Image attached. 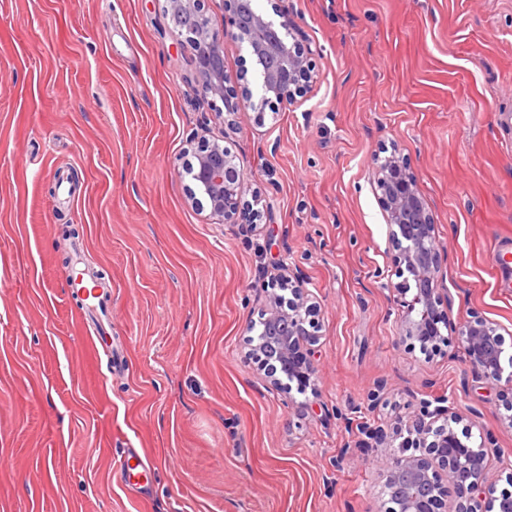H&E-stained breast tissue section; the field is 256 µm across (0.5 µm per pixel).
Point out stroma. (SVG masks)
I'll return each mask as SVG.
<instances>
[{
	"mask_svg": "<svg viewBox=\"0 0 512 512\" xmlns=\"http://www.w3.org/2000/svg\"><path fill=\"white\" fill-rule=\"evenodd\" d=\"M288 16L313 51L306 96L228 131L166 0H0V512H380L385 456L359 427L396 432L441 398L512 486V387L457 343L429 360L398 339L373 186L398 146L453 323L480 312L512 356L493 263L512 245V0H288ZM202 135L223 136L260 221L216 224L189 199ZM75 252L110 291L94 320L68 288ZM294 274L320 305L302 394L249 354L264 282ZM127 448L148 484L118 483Z\"/></svg>",
	"mask_w": 512,
	"mask_h": 512,
	"instance_id": "stroma-1",
	"label": "stroma"
}]
</instances>
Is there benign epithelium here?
<instances>
[{"label": "benign epithelium", "mask_w": 512, "mask_h": 512, "mask_svg": "<svg viewBox=\"0 0 512 512\" xmlns=\"http://www.w3.org/2000/svg\"><path fill=\"white\" fill-rule=\"evenodd\" d=\"M190 7L198 16L199 27L191 39L203 42L207 51L195 54L198 76L196 92L204 99L220 101L224 109L218 115L224 124L250 101L251 92L238 93L224 75V39L231 37L247 44L250 53H268L276 66L261 84V102L288 106L306 93L310 75L311 50L298 42L288 43L279 31H290L288 0H276L274 10L284 18L275 24L262 11L251 7V0H224V24L216 26L204 8V0H167V10ZM186 171L193 187L188 189L193 202L207 199L214 223L222 224L237 211L249 191L240 166L217 140H204L192 153ZM380 192L385 221L392 239L399 246L396 257L395 285L401 309L398 339L418 343L421 352L435 355L448 342L444 331H454L475 375L489 381L512 380V357L504 358L499 326L478 312L458 326H453L449 311L442 308L437 275L443 246L435 235L432 215L425 207L416 182L409 172L408 159L394 150L378 162L374 177ZM269 305L259 322L260 330L253 354H262V365L273 384L284 390L297 386L300 392L315 386L317 368L305 346L318 337L314 293L302 279L288 277L267 282ZM290 292L285 299L281 291ZM458 416L448 415L443 406L432 407L421 400L406 428L408 436L400 444L416 453L394 454L393 439L380 426L361 431L365 448L384 449L389 461L385 469L383 512H448V488H453L457 502L453 512H512V492H497L486 480L489 448L472 442V433L459 435L452 424Z\"/></svg>", "instance_id": "1"}]
</instances>
